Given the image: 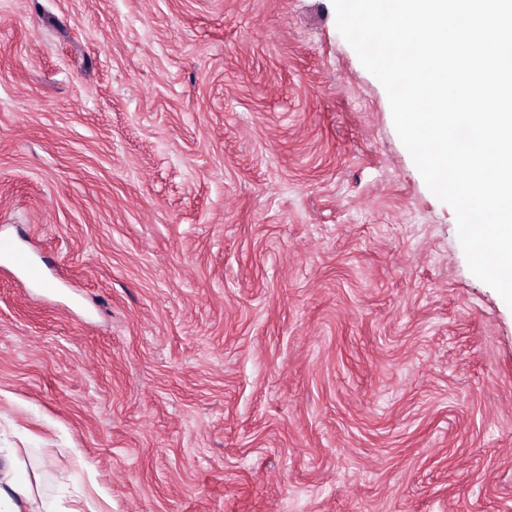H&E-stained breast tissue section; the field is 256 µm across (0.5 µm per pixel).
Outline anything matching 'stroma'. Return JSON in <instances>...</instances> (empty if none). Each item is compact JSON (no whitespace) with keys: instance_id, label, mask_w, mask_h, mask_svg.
<instances>
[{"instance_id":"1","label":"stroma","mask_w":512,"mask_h":512,"mask_svg":"<svg viewBox=\"0 0 512 512\" xmlns=\"http://www.w3.org/2000/svg\"><path fill=\"white\" fill-rule=\"evenodd\" d=\"M1 242L35 502L512 512V307L331 0H0Z\"/></svg>"}]
</instances>
